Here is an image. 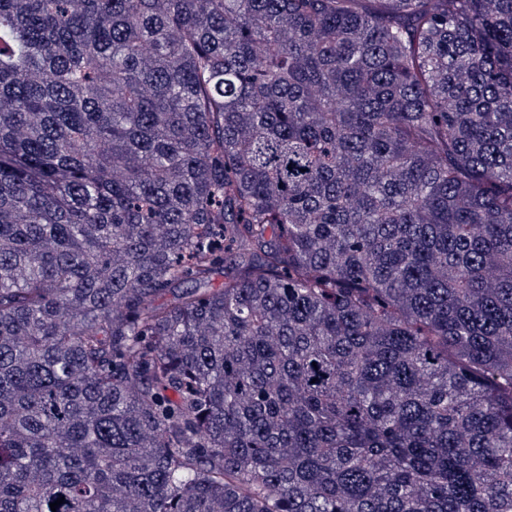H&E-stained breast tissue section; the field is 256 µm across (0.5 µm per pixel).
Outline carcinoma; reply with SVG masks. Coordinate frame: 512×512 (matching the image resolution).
<instances>
[{
    "label": "carcinoma",
    "mask_w": 512,
    "mask_h": 512,
    "mask_svg": "<svg viewBox=\"0 0 512 512\" xmlns=\"http://www.w3.org/2000/svg\"><path fill=\"white\" fill-rule=\"evenodd\" d=\"M0 512H512V0H0Z\"/></svg>",
    "instance_id": "carcinoma-1"
}]
</instances>
